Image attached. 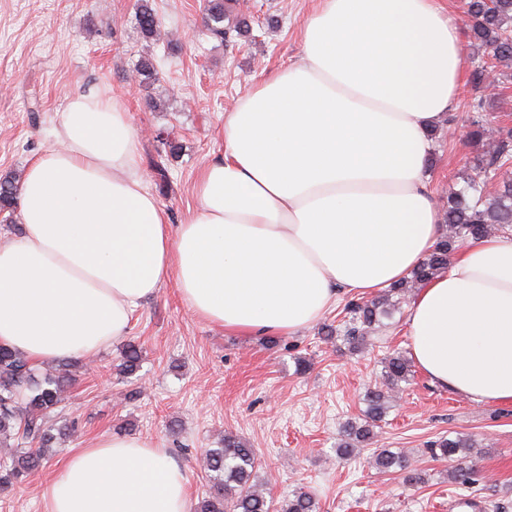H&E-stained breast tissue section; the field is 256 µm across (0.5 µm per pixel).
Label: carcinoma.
<instances>
[{
  "label": "carcinoma",
  "instance_id": "carcinoma-1",
  "mask_svg": "<svg viewBox=\"0 0 512 512\" xmlns=\"http://www.w3.org/2000/svg\"><path fill=\"white\" fill-rule=\"evenodd\" d=\"M466 23L472 42L489 50L492 58L512 65V0H467ZM205 23L209 34L226 41L251 32L249 22L232 14L226 0H207ZM138 27L143 38L150 39L157 28V19L149 0H141ZM140 81L147 84L156 79L154 60L143 57L137 65ZM489 126L483 120L470 123L468 139L482 143L488 138ZM512 163V131L501 129L492 152L482 156L476 176L448 194L445 205V223L448 233L437 242L433 251L403 281L371 300H352L346 306L348 321L344 339L356 346L375 329L380 317L409 297L431 278L448 269L451 256L468 240L483 238L493 231L512 227V177L508 164ZM497 178L499 189L493 195L485 193L486 183ZM17 179H0V211L14 208ZM141 348L136 342L127 344L119 371L135 374L140 365ZM382 382L365 396L366 409L362 421L347 422L344 440L336 448L337 454L350 457L360 448L372 443L374 428L385 417L390 407L391 393L401 389V383L410 380L411 364L400 354L389 355L382 361ZM77 362L61 361L55 372L40 375L35 365L24 354L0 346V443L9 437L16 441V451L0 457V490L38 470L45 459L47 448L55 440L53 418L63 393L71 386L73 369ZM473 443L461 437L442 438L429 449L431 457L450 463L449 476L463 487L473 481L469 464ZM203 469L209 473L208 493L198 500L194 512H317L315 499L305 491L274 504L266 497L262 485L256 481L258 467L254 449L235 435H224V447L208 449L201 458ZM374 468L383 472L409 469L407 456L387 448L376 449L371 456Z\"/></svg>",
  "mask_w": 512,
  "mask_h": 512
}]
</instances>
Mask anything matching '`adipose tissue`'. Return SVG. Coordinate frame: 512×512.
Returning a JSON list of instances; mask_svg holds the SVG:
<instances>
[{
    "label": "adipose tissue",
    "mask_w": 512,
    "mask_h": 512,
    "mask_svg": "<svg viewBox=\"0 0 512 512\" xmlns=\"http://www.w3.org/2000/svg\"><path fill=\"white\" fill-rule=\"evenodd\" d=\"M301 40L300 62L225 113L224 151L177 225L145 185L125 100L68 96L55 146L19 184L21 231L0 240V345L36 362L100 353L169 280L207 323L294 335L431 253L444 226L429 133L463 81L456 26L437 0H320ZM406 322L433 386L512 403V231L460 247ZM45 500V512H189L188 479L154 440L104 435Z\"/></svg>",
    "instance_id": "ef3b65f1"
}]
</instances>
